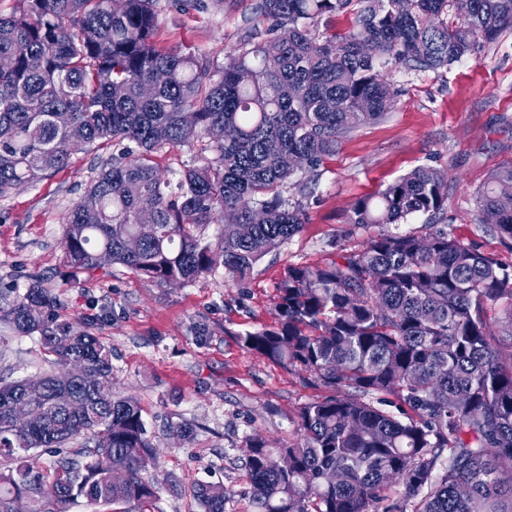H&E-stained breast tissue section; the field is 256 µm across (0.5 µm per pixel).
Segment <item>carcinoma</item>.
Wrapping results in <instances>:
<instances>
[{"instance_id":"1","label":"carcinoma","mask_w":512,"mask_h":512,"mask_svg":"<svg viewBox=\"0 0 512 512\" xmlns=\"http://www.w3.org/2000/svg\"><path fill=\"white\" fill-rule=\"evenodd\" d=\"M159 0H16L0 13V195L65 168L96 142H128L70 210L62 263L82 274L119 264L158 285L213 274L242 281L306 224L282 188L302 156L313 178L339 139L378 120L396 92L378 66L438 71L476 55L512 26V0H258L270 23L224 66L163 50ZM349 18L341 33L317 28ZM296 95L288 96V88ZM68 112L71 128L55 115ZM224 128L213 155L176 183L154 154ZM448 172L418 167L356 200L345 223L377 227L362 250L324 265L290 266L277 286L275 324L242 345L299 368L329 394L300 407L299 442L246 438L255 512H512V268L434 225L398 233L448 202ZM482 214L512 237V162L478 193ZM233 210L237 223L208 226ZM93 213V222L86 214ZM135 238L139 249L127 241ZM38 276L0 288V322L39 335L53 369L0 381V512L25 496L29 512H68L82 498L116 505L156 497L139 402L113 391L112 347L60 319ZM399 401L398 419L372 401ZM30 418L19 423L13 404ZM82 439V447L72 443ZM50 457L39 465V457ZM202 512H224L226 490L201 482Z\"/></svg>"}]
</instances>
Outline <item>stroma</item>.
<instances>
[{"label":"stroma","mask_w":512,"mask_h":512,"mask_svg":"<svg viewBox=\"0 0 512 512\" xmlns=\"http://www.w3.org/2000/svg\"><path fill=\"white\" fill-rule=\"evenodd\" d=\"M258 0H223L181 12L161 6L159 47L225 58L256 18ZM395 108L381 120L341 139L316 181L297 172L283 190L303 199L302 232L262 258L244 282L223 271L189 284L159 286L115 265L65 281L63 225L91 180L119 153L96 144L72 155L68 166L0 196V285L27 286V275L61 302L59 314L112 346V380L121 396L138 399L155 457L146 476L158 488L148 504H124V512H197L192 488L220 482L225 512H252L245 470L246 436L260 434L279 446L297 439V410L319 396L305 372L287 370L245 349L240 336L275 321L276 287L291 265H323L362 249L372 226L345 223L351 204L399 176L429 166L448 173V204L436 226L480 252L512 265V239L483 223L478 192L490 174L512 161V28L476 56L437 72L389 68ZM0 348V378L11 380L47 369L37 337L11 336ZM192 428L191 439L174 428Z\"/></svg>","instance_id":"35a3bbf8"}]
</instances>
